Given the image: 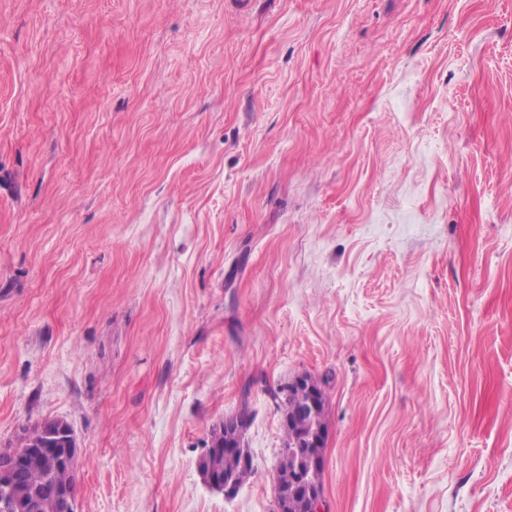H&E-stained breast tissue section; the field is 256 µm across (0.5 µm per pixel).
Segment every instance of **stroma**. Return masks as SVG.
<instances>
[{
	"instance_id": "obj_1",
	"label": "stroma",
	"mask_w": 512,
	"mask_h": 512,
	"mask_svg": "<svg viewBox=\"0 0 512 512\" xmlns=\"http://www.w3.org/2000/svg\"><path fill=\"white\" fill-rule=\"evenodd\" d=\"M306 373L328 512H512V0H0V449L70 424L75 512H275ZM295 386L305 387L310 397L304 413L307 416L310 430L301 435L296 441V452L302 453L308 462L319 464L323 460V449L325 447L327 428L324 427L322 420L318 421V412L324 397L322 389L313 381H307L306 375L293 379L288 384V389ZM224 421L228 422L231 429L235 426L234 433L228 437L226 442L224 441V423L220 427L212 428L210 433L211 443H218L216 448H224V454L213 456L205 461H203L204 458H202L199 464L203 461L202 466H210L213 469H218L224 465V458H227L234 461L239 469H248L251 464V454L245 448L244 437L249 426L250 416L249 414L243 417L236 415L225 418ZM254 470V465L253 468H249L248 474L244 477L245 482L254 473ZM217 476H214V472L203 476L202 478L204 482L212 489L217 490L219 492H223L224 496H232L234 495L240 487L239 482L236 480L234 474L221 470H216Z\"/></svg>"
}]
</instances>
